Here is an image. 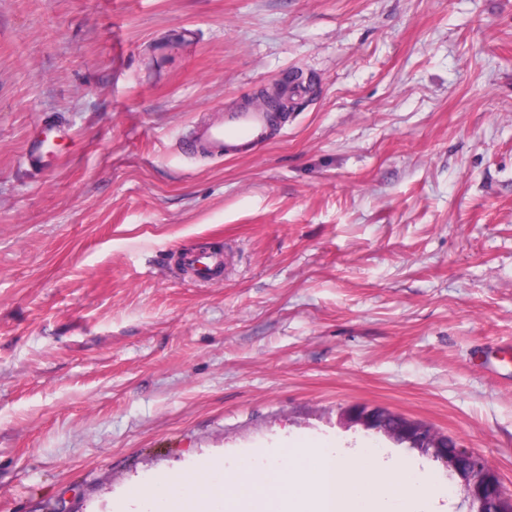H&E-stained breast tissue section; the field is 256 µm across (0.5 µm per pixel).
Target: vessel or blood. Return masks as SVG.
<instances>
[{
    "label": "vessel or blood",
    "mask_w": 512,
    "mask_h": 512,
    "mask_svg": "<svg viewBox=\"0 0 512 512\" xmlns=\"http://www.w3.org/2000/svg\"><path fill=\"white\" fill-rule=\"evenodd\" d=\"M278 122V117L268 111L228 112L221 123L204 127L184 149L190 154L203 151L222 157L245 154L272 141ZM182 266L185 274L202 282L217 283L224 279L225 262L220 253L185 252Z\"/></svg>",
    "instance_id": "1"
}]
</instances>
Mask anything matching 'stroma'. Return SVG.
I'll return each instance as SVG.
<instances>
[{"instance_id":"35a3bbf8","label":"stroma","mask_w":512,"mask_h":512,"mask_svg":"<svg viewBox=\"0 0 512 512\" xmlns=\"http://www.w3.org/2000/svg\"><path fill=\"white\" fill-rule=\"evenodd\" d=\"M279 85L268 146L182 153ZM352 406L512 488V0H0V512L328 438L470 512ZM182 266L185 274L202 282H222L224 279L223 253L201 254L187 251L182 255ZM345 419L352 425L368 430L378 420L387 419V415L366 406H353L345 411Z\"/></svg>"}]
</instances>
